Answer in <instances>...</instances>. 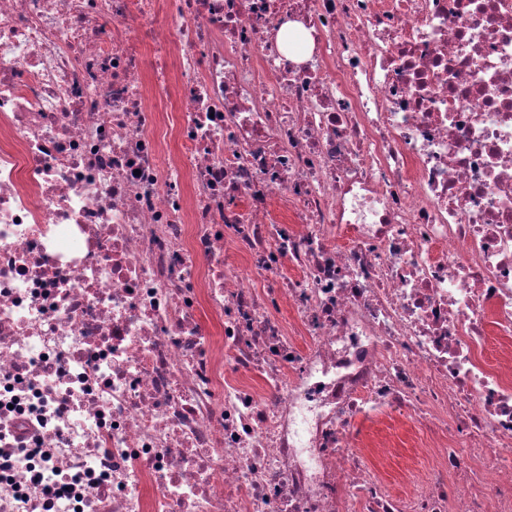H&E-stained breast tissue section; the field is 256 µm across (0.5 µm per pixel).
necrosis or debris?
Returning <instances> with one entry per match:
<instances>
[{
    "mask_svg": "<svg viewBox=\"0 0 512 512\" xmlns=\"http://www.w3.org/2000/svg\"><path fill=\"white\" fill-rule=\"evenodd\" d=\"M0 512H512V0H0ZM370 435L372 444L385 452L384 476L388 484L395 492L401 491V474L412 466L415 448L420 447L414 430L388 413L372 425Z\"/></svg>",
    "mask_w": 512,
    "mask_h": 512,
    "instance_id": "1",
    "label": "necrosis or debris"
}]
</instances>
